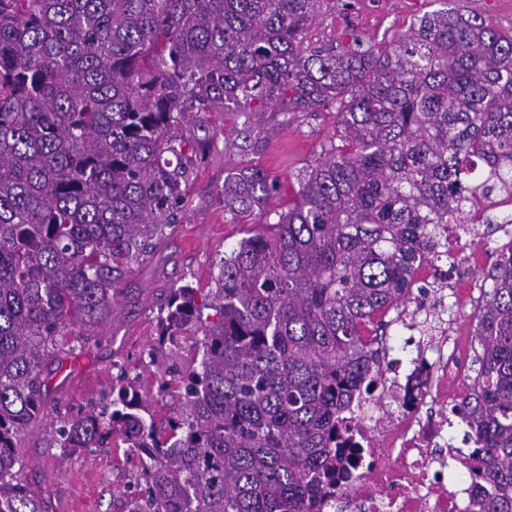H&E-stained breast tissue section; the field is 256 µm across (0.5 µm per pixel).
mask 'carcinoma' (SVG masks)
<instances>
[{
    "label": "carcinoma",
    "instance_id": "cac0c4a2",
    "mask_svg": "<svg viewBox=\"0 0 512 512\" xmlns=\"http://www.w3.org/2000/svg\"><path fill=\"white\" fill-rule=\"evenodd\" d=\"M323 0H0V512H50L21 479L44 362L82 350L122 282L181 223L209 143L199 112L336 113L278 232L224 253L214 287L169 289L150 361L202 338L164 418L120 368L54 441L140 460L126 512H304L335 481L339 413L380 363L361 330L409 301L467 203L512 188V34L459 8L397 41L312 44ZM279 185L224 179L248 213ZM474 314L476 388L454 408L488 460L483 512H512V244Z\"/></svg>",
    "mask_w": 512,
    "mask_h": 512
}]
</instances>
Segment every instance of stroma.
<instances>
[{"label": "stroma", "mask_w": 512, "mask_h": 512, "mask_svg": "<svg viewBox=\"0 0 512 512\" xmlns=\"http://www.w3.org/2000/svg\"><path fill=\"white\" fill-rule=\"evenodd\" d=\"M446 7L462 8L502 30H512V0H324L309 39L347 43L356 35L367 43L395 41L418 16ZM254 121L266 136L248 147L237 136L242 123L238 113L200 115L191 133L200 140H213L214 145L189 184L183 222L158 243L154 265L137 274L135 291L119 300L85 348L60 361L48 360L45 404L18 450L24 460L22 479L30 489L48 495L52 512H122L124 492L133 481L125 448H80L65 454L53 442V427L87 408L111 383L119 366L141 374L147 388L182 366L192 347L188 340L181 352L159 358L149 368L139 362L154 336L155 298L187 282L197 288L212 287L216 260L242 239L268 231L265 210L284 211L294 203L300 175L336 138L332 112H293L286 117L264 112ZM244 167L264 169L280 189L265 209L234 219L224 210V178Z\"/></svg>", "instance_id": "1"}]
</instances>
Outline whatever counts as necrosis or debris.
<instances>
[{
	"instance_id": "4bbe7bcc",
	"label": "necrosis or debris",
	"mask_w": 512,
	"mask_h": 512,
	"mask_svg": "<svg viewBox=\"0 0 512 512\" xmlns=\"http://www.w3.org/2000/svg\"><path fill=\"white\" fill-rule=\"evenodd\" d=\"M404 362L384 353L367 388L344 410L353 458H336V481L306 512H482L481 455L448 438L449 408L471 394L474 347L440 324L426 343L407 338Z\"/></svg>"
}]
</instances>
